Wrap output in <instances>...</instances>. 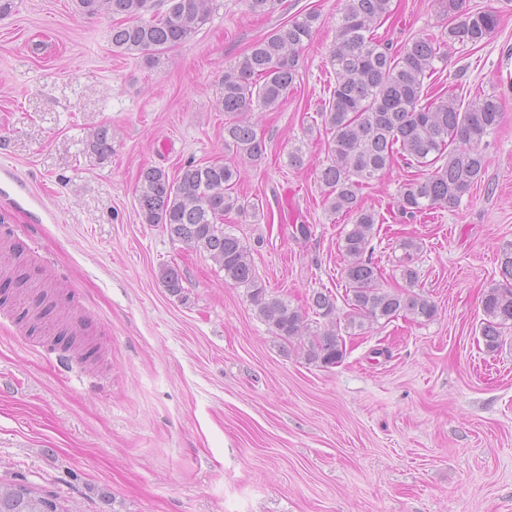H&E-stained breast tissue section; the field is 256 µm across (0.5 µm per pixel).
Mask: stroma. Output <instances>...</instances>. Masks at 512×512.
Listing matches in <instances>:
<instances>
[{
	"label": "stroma",
	"instance_id": "obj_1",
	"mask_svg": "<svg viewBox=\"0 0 512 512\" xmlns=\"http://www.w3.org/2000/svg\"><path fill=\"white\" fill-rule=\"evenodd\" d=\"M466 3L500 8L501 23L480 45L446 48L430 87L501 98L481 181L421 220L396 209L402 169L362 191L382 217L373 261L398 285L401 244L417 240L416 291L436 314L349 330L342 361L321 367L274 336L206 253L143 223L136 187L147 165L174 176L233 162L215 106L225 70L318 13L287 99L250 115L267 154L241 165L235 191L260 210L228 223L269 295L302 309L316 291L343 295L346 226L315 173L341 0H282L265 16L215 0L209 23L156 65L113 48L112 18H84L75 0H17L0 18V245L22 255L0 262V285L25 275L73 301L51 332L30 331L16 297L0 305V480L70 512H512V333L494 351L481 335V296L512 241V0ZM392 9L394 44L448 29L446 0ZM104 127L106 159L89 147ZM172 265L178 296L160 279ZM68 316L87 362L54 346Z\"/></svg>",
	"mask_w": 512,
	"mask_h": 512
}]
</instances>
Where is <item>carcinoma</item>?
Instances as JSON below:
<instances>
[{"label":"carcinoma","instance_id":"carcinoma-1","mask_svg":"<svg viewBox=\"0 0 512 512\" xmlns=\"http://www.w3.org/2000/svg\"><path fill=\"white\" fill-rule=\"evenodd\" d=\"M210 0H164L160 11L154 0H77L87 17H120L112 25V47L153 62L197 34L210 20ZM250 11L268 15L280 0H246ZM392 0H343L336 21V43L331 51L335 85L321 118L331 134L327 160L316 175L324 187L329 212L350 219L341 253L346 258L345 318L336 315V295L318 291L311 297L312 313L325 320L315 331L301 309L271 298L258 277L250 251L224 227V216L245 213L248 206L235 195L240 174L236 165L221 160L190 163L175 178L166 170L147 166L139 171L137 201L145 224H159L174 240L209 254L224 271V279L244 287L260 318L272 334L297 342L305 359L329 367L343 357L340 323L364 327L399 316L417 322L431 320L435 306L413 293L419 279L407 255L401 279L405 285L388 287L382 272L366 256L374 225L380 216L364 206L360 192L379 181L396 162L422 171L400 187L397 209L404 217L436 206L454 207L481 179L483 138L502 118V104L493 95L467 105L453 96L428 101L426 83L444 60L446 44L477 46L499 25L492 7L470 9L464 0H448V33L439 40L415 36L400 47L377 35V24L392 13ZM321 20L306 13L280 24L255 42L236 64L224 71L216 106L228 116L224 146L243 162H257L267 152L265 138L247 118L254 109L277 107L288 95L298 72L301 53ZM90 147L100 157L112 155L108 129L99 130ZM499 274L512 281V242L498 255ZM173 295L182 292V277L174 267L160 272ZM486 322L482 328L487 349L497 348L505 331L512 330V287L493 284L482 297ZM0 512H70L57 497L37 492L22 481L0 482Z\"/></svg>","mask_w":512,"mask_h":512}]
</instances>
